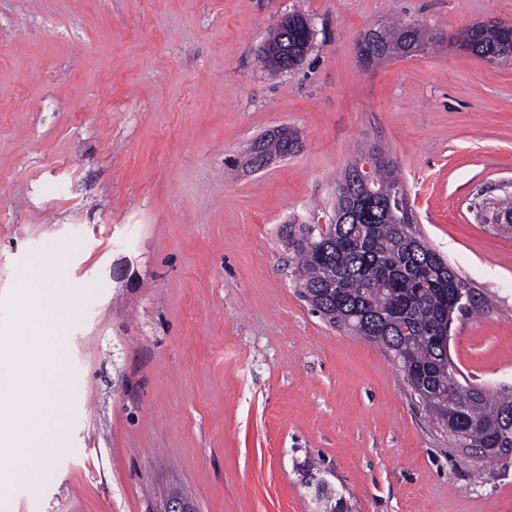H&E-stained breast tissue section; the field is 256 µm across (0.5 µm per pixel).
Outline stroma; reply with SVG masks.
I'll return each mask as SVG.
<instances>
[{
	"label": "stroma",
	"instance_id": "1",
	"mask_svg": "<svg viewBox=\"0 0 512 512\" xmlns=\"http://www.w3.org/2000/svg\"><path fill=\"white\" fill-rule=\"evenodd\" d=\"M314 25L296 69L260 68L284 15ZM433 48L364 68L372 26ZM512 0H0V298L36 257L68 295L70 424L0 512H512V460L434 423L385 350L298 286L285 224H324L354 147L389 148L422 235L475 289L448 355L512 396V64L449 45ZM300 147L265 168L251 145ZM297 138L291 131L287 129L280 131L273 138L261 139L254 148L263 151L265 154L272 156L288 155L299 147Z\"/></svg>",
	"mask_w": 512,
	"mask_h": 512
}]
</instances>
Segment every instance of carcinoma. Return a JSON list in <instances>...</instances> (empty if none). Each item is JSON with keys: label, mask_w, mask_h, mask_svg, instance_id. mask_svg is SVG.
<instances>
[{"label": "carcinoma", "mask_w": 512, "mask_h": 512, "mask_svg": "<svg viewBox=\"0 0 512 512\" xmlns=\"http://www.w3.org/2000/svg\"><path fill=\"white\" fill-rule=\"evenodd\" d=\"M303 23L304 16L293 13L288 21L277 22L267 40L288 49L290 69L308 52ZM370 38L387 57L424 51L436 42L427 29L413 30L407 22L378 27ZM459 43L482 59L489 54L512 58V40L492 23L477 25ZM255 148L280 156L294 152L298 141L285 130ZM363 159L373 163L366 184L355 177ZM401 187L389 153L372 143L357 149L336 180L331 222L282 228L298 258L299 287L318 315L388 350L409 387L459 447L506 458L512 449V398L491 400L462 385L448 366L445 336L454 314L469 311L473 288L425 242L409 197L397 196Z\"/></svg>", "instance_id": "1"}]
</instances>
